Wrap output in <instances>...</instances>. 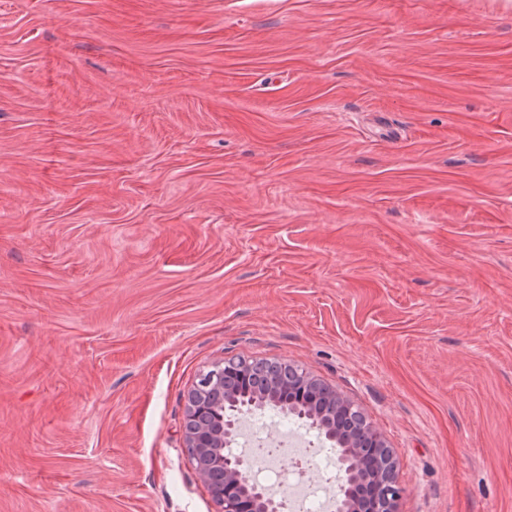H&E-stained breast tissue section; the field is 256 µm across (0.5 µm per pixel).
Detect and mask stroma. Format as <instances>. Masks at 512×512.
Segmentation results:
<instances>
[{
    "label": "stroma",
    "instance_id": "35a3bbf8",
    "mask_svg": "<svg viewBox=\"0 0 512 512\" xmlns=\"http://www.w3.org/2000/svg\"><path fill=\"white\" fill-rule=\"evenodd\" d=\"M512 512V0H0V512H215V363Z\"/></svg>",
    "mask_w": 512,
    "mask_h": 512
}]
</instances>
